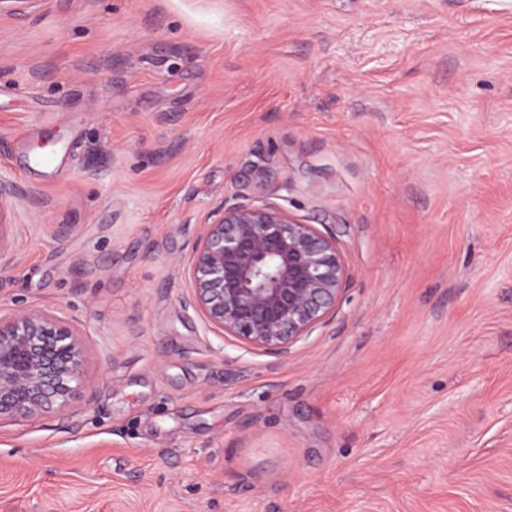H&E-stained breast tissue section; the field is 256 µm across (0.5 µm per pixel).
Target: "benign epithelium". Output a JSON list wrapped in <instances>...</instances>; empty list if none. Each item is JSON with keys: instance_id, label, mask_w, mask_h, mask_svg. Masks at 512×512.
Returning a JSON list of instances; mask_svg holds the SVG:
<instances>
[{"instance_id": "1", "label": "benign epithelium", "mask_w": 512, "mask_h": 512, "mask_svg": "<svg viewBox=\"0 0 512 512\" xmlns=\"http://www.w3.org/2000/svg\"><path fill=\"white\" fill-rule=\"evenodd\" d=\"M0 224V272L14 266ZM194 310L224 334L283 355L324 322L345 282L336 237L270 204L221 208L193 247ZM78 330L44 309L0 317V422L63 415L84 386Z\"/></svg>"}]
</instances>
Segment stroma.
Here are the masks:
<instances>
[{"label": "stroma", "instance_id": "stroma-1", "mask_svg": "<svg viewBox=\"0 0 512 512\" xmlns=\"http://www.w3.org/2000/svg\"><path fill=\"white\" fill-rule=\"evenodd\" d=\"M0 178V316L87 348L71 418L0 425V512H512V0H27ZM244 203L345 268L284 355L186 306ZM17 195V188L13 183L0 179V272L12 268L16 261L13 248L4 243L2 228L5 224H2L1 217L4 207Z\"/></svg>", "mask_w": 512, "mask_h": 512}]
</instances>
